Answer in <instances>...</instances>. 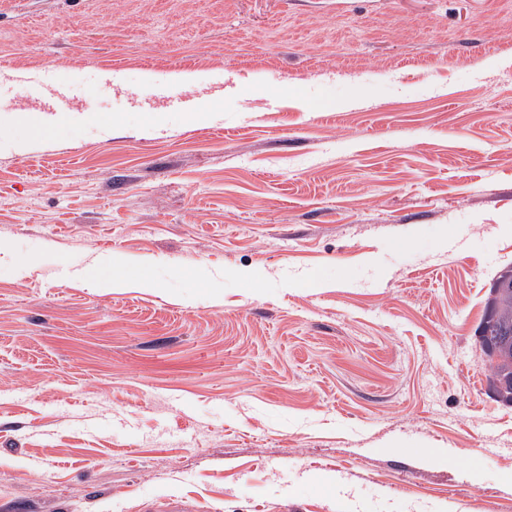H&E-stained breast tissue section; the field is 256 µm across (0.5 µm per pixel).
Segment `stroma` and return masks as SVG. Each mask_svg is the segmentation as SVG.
Listing matches in <instances>:
<instances>
[{"instance_id": "stroma-1", "label": "stroma", "mask_w": 512, "mask_h": 512, "mask_svg": "<svg viewBox=\"0 0 512 512\" xmlns=\"http://www.w3.org/2000/svg\"><path fill=\"white\" fill-rule=\"evenodd\" d=\"M0 101V512H512V0H0ZM508 323V328L512 332V292L505 297L490 298L486 313L477 328V336H479V344L481 349H490L496 343L499 337L498 345L494 354H483L484 362L489 369L490 363L500 361L506 357L511 351L512 336L509 335L507 329L504 330L503 325ZM504 369L491 366L488 374V382L492 386L496 382H501L502 378L507 380V388L501 393V400L506 404H512V363L511 370L504 373Z\"/></svg>"}]
</instances>
